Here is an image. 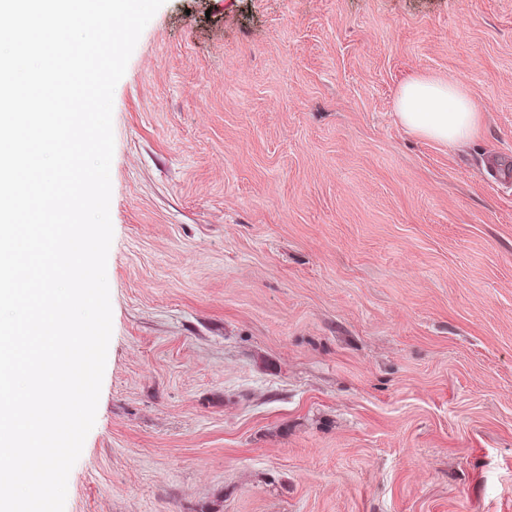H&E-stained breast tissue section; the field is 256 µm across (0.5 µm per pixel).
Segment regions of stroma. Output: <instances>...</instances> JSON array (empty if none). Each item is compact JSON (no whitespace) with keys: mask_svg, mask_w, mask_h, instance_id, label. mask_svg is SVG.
<instances>
[{"mask_svg":"<svg viewBox=\"0 0 512 512\" xmlns=\"http://www.w3.org/2000/svg\"><path fill=\"white\" fill-rule=\"evenodd\" d=\"M113 133L65 512H512V0H166ZM395 110L413 134L449 146L473 139L481 125V112L468 92L449 79L410 77L397 93Z\"/></svg>","mask_w":512,"mask_h":512,"instance_id":"obj_1","label":"stroma"}]
</instances>
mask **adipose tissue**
<instances>
[{
    "mask_svg": "<svg viewBox=\"0 0 512 512\" xmlns=\"http://www.w3.org/2000/svg\"><path fill=\"white\" fill-rule=\"evenodd\" d=\"M395 110L413 134L451 146L473 139L481 125V114L470 95L451 80L410 77L397 93Z\"/></svg>",
    "mask_w": 512,
    "mask_h": 512,
    "instance_id": "1",
    "label": "adipose tissue"
}]
</instances>
